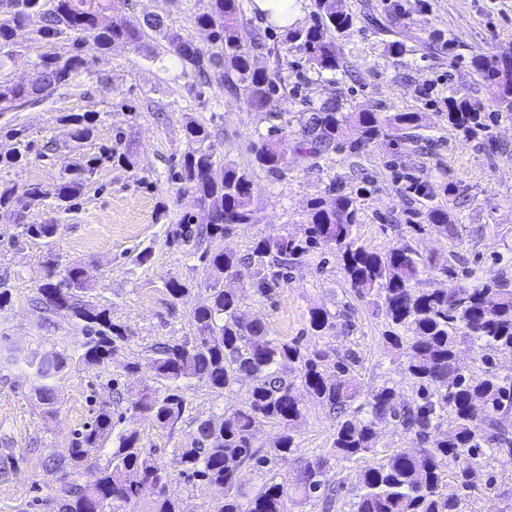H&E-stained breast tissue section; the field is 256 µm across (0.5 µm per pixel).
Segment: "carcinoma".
<instances>
[{
    "label": "carcinoma",
    "instance_id": "1",
    "mask_svg": "<svg viewBox=\"0 0 512 512\" xmlns=\"http://www.w3.org/2000/svg\"><path fill=\"white\" fill-rule=\"evenodd\" d=\"M118 5L120 0H55L54 9L45 11L41 0H0V10L9 15L0 22V45L12 42L16 28L33 25L38 38L46 42L70 32L93 38L103 51L119 43L137 50L145 30L151 29L161 35L164 50L175 54L182 67L195 75L188 95L200 98L201 88L216 84L243 97L249 110L269 112L279 85L254 62L252 51L262 43L241 27V0H204L195 22L208 29L218 48L208 58L193 48L190 37L165 26L158 17L113 21ZM313 15V24L288 29V42L302 45L307 52L310 70L323 82L322 102L300 118L301 132L295 137L288 132L289 121L278 125L282 115L270 112L275 124L250 144L253 165L276 177L284 175L291 162L342 151L357 157L379 143L399 148L421 128L419 112L384 115L359 103L344 106L336 96V73L341 67L336 39L353 26L356 16L343 8L342 0H314ZM501 56L503 52L494 48H479L471 63L489 99L512 112V68L500 66ZM84 69L85 60L77 52L68 56L48 52L37 64V82H0V104L22 107L48 90L68 85ZM444 103L450 109L448 124L454 129L470 135L482 126L481 99L459 90ZM61 121L73 127L75 139L88 140L99 113L69 112ZM184 133L194 144L176 173L186 204L169 236L173 244L194 248L210 268L212 278L205 282L210 298L191 314L193 336L157 350L152 362L155 384L138 389L128 401L131 410L172 436L191 412L183 395L185 384L197 381L229 391L243 377L255 380L244 406L217 419L198 420L196 437L179 449L183 475L222 486L224 497L200 510L171 499L167 476L141 445L138 431L114 432L112 404L104 403L75 434L65 454L51 459L50 468L60 472L57 512H288V488L269 473L299 450L296 435L302 407L294 384L288 381L292 374L310 398L335 409L344 410L363 399L364 416L354 411L336 425L332 456L353 460L377 455L378 425L388 418L419 448L413 454L393 451L366 468L352 512H460L461 502L473 496L484 498L486 512H512V487L505 489L494 476L482 473L479 462L490 455L501 470H512V374L502 373L496 361L498 356L512 358V281L491 276L482 285L470 287L463 282L468 274H459L449 261L439 264L422 254L407 236L383 252L367 249L354 236L365 188L342 181L331 182L309 198L307 227L301 237L283 225L256 238L244 258L204 249L203 243L227 237L238 226L253 222V171L217 163L211 132L203 123L187 121ZM105 162L139 169L138 152L129 143L121 151L110 149L82 160L52 190L38 184L20 190L4 188L0 210L23 218L51 195L68 204ZM455 190L445 181L406 177L403 192L420 204L411 212L409 232L420 235L427 227L437 226L446 235H455L456 225L441 205ZM199 209L212 214L211 222L200 227L194 223ZM22 233L44 240L43 305L53 313H66L81 326L83 340L76 347L80 361L91 367L109 366L114 351L127 339L125 329L112 321L109 309L88 299L90 287L80 266L56 271L52 241L57 225L24 224ZM317 245L336 254L350 287L384 316L383 337L404 358L406 373L418 386L415 399L399 403L395 387L387 383L363 388L353 374L350 354L336 360L329 349L303 350L269 336L262 320L243 317L241 302L247 289L267 296L286 269ZM428 274L446 287H426ZM335 320L336 315L323 306L309 310L310 329L320 336L335 326ZM467 351L479 357L480 371L465 373L456 368L457 357ZM6 359L22 363L36 382L39 401L51 404L54 382L67 367L65 354L9 349ZM263 422L282 427L269 448L255 443L257 427ZM108 440L112 449L102 462L94 451ZM327 462L325 457L305 461L296 491L301 500H315L329 510L334 489L325 478ZM245 466L269 476L253 495L243 494L238 487V475ZM86 469L97 473L91 484L80 482ZM447 478L457 492H444Z\"/></svg>",
    "mask_w": 512,
    "mask_h": 512
}]
</instances>
